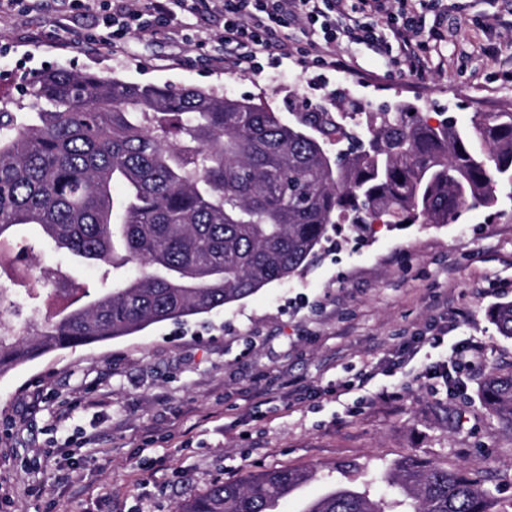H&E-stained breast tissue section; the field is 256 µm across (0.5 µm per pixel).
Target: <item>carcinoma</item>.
<instances>
[{
	"label": "carcinoma",
	"mask_w": 512,
	"mask_h": 512,
	"mask_svg": "<svg viewBox=\"0 0 512 512\" xmlns=\"http://www.w3.org/2000/svg\"><path fill=\"white\" fill-rule=\"evenodd\" d=\"M17 120L0 102V239L29 226L103 269L87 300L35 311L23 337L0 332V373L65 348L184 322L294 277L331 224L445 225L465 209L512 203V110L431 124L390 112L365 121L322 110L287 125L269 109L194 86L138 84L59 67L31 84ZM336 146L331 155L326 146ZM121 196H114L115 189ZM142 266L130 278L129 264ZM512 339V300L492 311ZM512 430V371L481 385ZM312 471L269 469L216 482L176 512H278ZM391 497L339 485L303 512H488L476 473L408 455Z\"/></svg>",
	"instance_id": "cac0c4a2"
}]
</instances>
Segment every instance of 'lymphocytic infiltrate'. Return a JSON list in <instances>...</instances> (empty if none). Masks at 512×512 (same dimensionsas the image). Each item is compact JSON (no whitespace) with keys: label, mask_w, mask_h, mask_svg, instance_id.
<instances>
[{"label":"lymphocytic infiltrate","mask_w":512,"mask_h":512,"mask_svg":"<svg viewBox=\"0 0 512 512\" xmlns=\"http://www.w3.org/2000/svg\"><path fill=\"white\" fill-rule=\"evenodd\" d=\"M74 9H102L107 39L119 44L134 31L169 26L176 12L224 16L222 43L231 49V63L242 71L279 67L292 54L285 29L304 19L318 27L321 40H307L302 52L315 65H327L321 42L345 38L375 49L386 65L416 67L427 48L420 35L425 20L417 0H67Z\"/></svg>","instance_id":"1"}]
</instances>
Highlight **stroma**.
Masks as SVG:
<instances>
[{
  "instance_id": "1",
  "label": "stroma",
  "mask_w": 512,
  "mask_h": 512,
  "mask_svg": "<svg viewBox=\"0 0 512 512\" xmlns=\"http://www.w3.org/2000/svg\"><path fill=\"white\" fill-rule=\"evenodd\" d=\"M425 14L448 40L424 72H389L372 51L339 45L327 52L350 72L295 56L256 75L217 63L222 15L182 13L165 33L134 32L115 48L94 39L98 11L38 0L0 12V98L31 104V79L65 65L249 98L286 124L305 98L463 123L512 109L505 0H437ZM203 29L215 38L201 48L190 37ZM490 43L493 58L483 53ZM76 280L97 287L98 266L48 243L26 254L0 242V282L19 304L34 291L39 305L59 308ZM510 300V218L476 209L439 227L342 229L291 280L182 325L54 351L1 375L0 512H175L218 480L314 469L280 506L302 512L350 467L372 495L385 494L380 475L410 454L480 473L494 491L489 512H512V431L480 397L487 374L512 370V339L490 315ZM434 329L438 346L415 354L417 337ZM466 339L482 351L452 389L435 366ZM365 369L374 378L357 387Z\"/></svg>"
}]
</instances>
